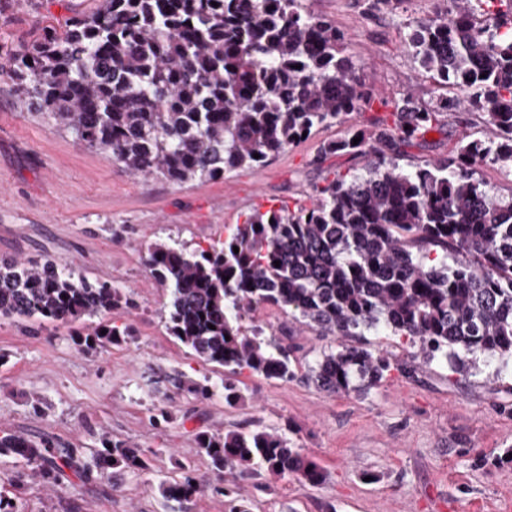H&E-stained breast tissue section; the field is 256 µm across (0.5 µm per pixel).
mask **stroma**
<instances>
[{
    "mask_svg": "<svg viewBox=\"0 0 512 512\" xmlns=\"http://www.w3.org/2000/svg\"><path fill=\"white\" fill-rule=\"evenodd\" d=\"M99 0H0V54L30 47L41 29L90 12ZM344 37L345 53L377 99L353 123L391 122L381 100L413 92L422 104L461 89L423 72L405 39L417 22L444 16L448 0H306ZM330 125L271 160L211 181L175 184L135 177L110 156L79 145L74 135L32 110L8 76L0 77V259L37 261L90 282L124 288L130 304L90 317L128 326L131 337L85 353L74 325L0 318V430L49 432L88 450L102 433L153 450L149 470L115 472L109 482L53 491L16 490L18 463L0 458V492L19 512H224L220 482L198 497L168 504L161 481L182 465L208 473L194 433L277 426L292 446L314 460L322 481L293 479L263 491L246 486L251 512H512V372L497 359L474 356L463 372L434 361L404 372L414 352L405 338L368 333L369 349L396 365L376 385L331 395L307 374L335 350L274 307L257 324L294 346V379L239 375L243 401L224 402L222 368L199 361L165 327L169 291L145 266L147 244L194 248L224 237L253 210L306 204L314 186L335 172H361L364 158L343 156L316 166L318 142L344 135ZM482 136L478 113H448L432 134L404 147L403 164L445 159L462 132ZM183 372L215 386L211 398L179 391L166 375ZM35 394L40 406L26 399Z\"/></svg>",
    "mask_w": 512,
    "mask_h": 512,
    "instance_id": "35a3bbf8",
    "label": "stroma"
}]
</instances>
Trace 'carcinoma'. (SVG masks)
Returning <instances> with one entry per match:
<instances>
[{
	"label": "carcinoma",
	"instance_id": "cac0c4a2",
	"mask_svg": "<svg viewBox=\"0 0 512 512\" xmlns=\"http://www.w3.org/2000/svg\"><path fill=\"white\" fill-rule=\"evenodd\" d=\"M341 43L304 0H101L91 15L47 27L30 48L1 59L0 75L80 144L133 175L182 184L261 166L303 134L372 107ZM406 44L425 71L466 96L427 107L407 92L390 103L393 124L352 126L321 143L320 163L348 154L366 164L360 174H334L308 205L256 209L206 249L147 247L150 274L170 291L169 334L224 368L229 406L242 398L238 375L295 376L288 346L254 324L262 306L339 339L310 369L330 394L354 390L358 379L376 384L391 370L389 356L354 344L370 331L405 336L418 347L412 359L455 371L465 355L497 356L505 368L512 359V193L480 177L486 166L512 174V0H448V17L418 25ZM463 107L482 114L487 135L462 133L450 158L399 164L400 147ZM129 304L124 289L49 258L0 260V317L71 324ZM129 335L127 326L100 323L74 332L73 342L89 351ZM168 381L213 395L214 386L179 372ZM195 441L213 472L232 475L224 512H250L243 482L262 473L321 482L277 428L199 430ZM99 442L87 457L48 433L3 430L0 457L23 464L19 488L37 481L58 490L71 474L86 483L117 468L148 469L138 447L105 432ZM181 470L161 483L164 498L181 502L202 489L205 476Z\"/></svg>",
	"mask_w": 512,
	"mask_h": 512
}]
</instances>
